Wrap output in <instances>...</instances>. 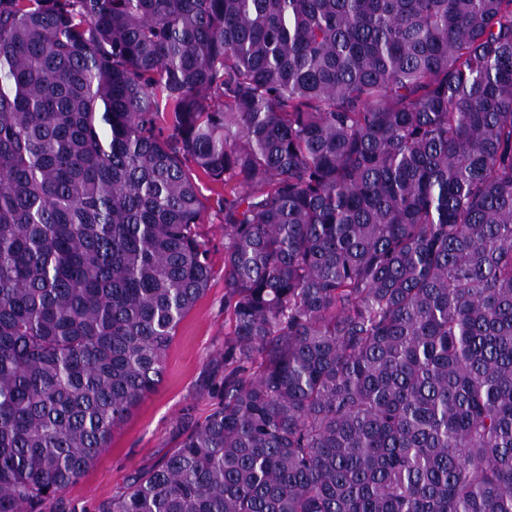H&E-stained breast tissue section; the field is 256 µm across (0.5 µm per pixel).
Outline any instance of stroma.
<instances>
[{"instance_id": "35a3bbf8", "label": "stroma", "mask_w": 512, "mask_h": 512, "mask_svg": "<svg viewBox=\"0 0 512 512\" xmlns=\"http://www.w3.org/2000/svg\"><path fill=\"white\" fill-rule=\"evenodd\" d=\"M199 189L208 203L205 222L213 268L208 290L177 329L158 392L114 430L109 448L63 493V512H93L98 501L110 498L173 448L185 412L202 416L211 406L207 364L224 348V231L217 216L218 186L203 180Z\"/></svg>"}]
</instances>
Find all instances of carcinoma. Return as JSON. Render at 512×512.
Masks as SVG:
<instances>
[{"label":"carcinoma","mask_w":512,"mask_h":512,"mask_svg":"<svg viewBox=\"0 0 512 512\" xmlns=\"http://www.w3.org/2000/svg\"><path fill=\"white\" fill-rule=\"evenodd\" d=\"M216 402L94 512H512V0H0V512L161 385Z\"/></svg>","instance_id":"carcinoma-1"}]
</instances>
